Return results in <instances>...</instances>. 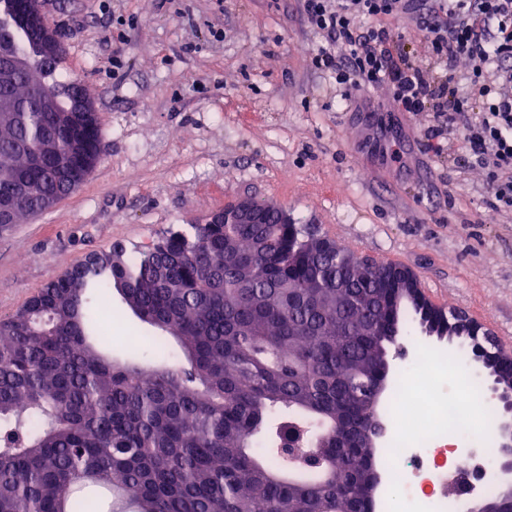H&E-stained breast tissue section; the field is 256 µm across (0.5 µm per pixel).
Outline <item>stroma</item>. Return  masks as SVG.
Masks as SVG:
<instances>
[{"label": "stroma", "mask_w": 512, "mask_h": 512, "mask_svg": "<svg viewBox=\"0 0 512 512\" xmlns=\"http://www.w3.org/2000/svg\"><path fill=\"white\" fill-rule=\"evenodd\" d=\"M45 20L102 117V157L69 197L0 231V320L88 254H137L253 197L412 268L427 298L446 295L512 355V212L485 210L486 176L457 161L458 132L448 151L425 149L432 113L390 111L383 88L340 107L299 0H50ZM419 350L445 356L437 374L456 395L466 346L415 330L388 358Z\"/></svg>", "instance_id": "35a3bbf8"}]
</instances>
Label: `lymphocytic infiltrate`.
Listing matches in <instances>:
<instances>
[{"label": "lymphocytic infiltrate", "mask_w": 512, "mask_h": 512, "mask_svg": "<svg viewBox=\"0 0 512 512\" xmlns=\"http://www.w3.org/2000/svg\"><path fill=\"white\" fill-rule=\"evenodd\" d=\"M301 14L322 37L314 68L333 74L344 98L383 86L397 111L433 113L427 148L442 152L446 132L458 130L464 165L487 176L486 209L512 211V0H301ZM402 16L422 32L435 78L393 32Z\"/></svg>", "instance_id": "f902f5d3"}]
</instances>
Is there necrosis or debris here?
I'll return each instance as SVG.
<instances>
[{
  "mask_svg": "<svg viewBox=\"0 0 512 512\" xmlns=\"http://www.w3.org/2000/svg\"><path fill=\"white\" fill-rule=\"evenodd\" d=\"M396 400L412 405L411 423H398L389 438V455L383 469L385 476L405 477L403 497L398 512H456V496L475 488L485 494L497 487L488 479L495 461L489 452L487 433L472 434L469 421V396L442 394L433 380L412 379L410 385L397 389ZM470 439L475 454L449 462L455 441ZM459 475L455 488H448L449 472Z\"/></svg>",
  "mask_w": 512,
  "mask_h": 512,
  "instance_id": "obj_1",
  "label": "necrosis or debris"
}]
</instances>
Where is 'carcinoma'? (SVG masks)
Segmentation results:
<instances>
[{"instance_id":"carcinoma-1","label":"carcinoma","mask_w":512,"mask_h":512,"mask_svg":"<svg viewBox=\"0 0 512 512\" xmlns=\"http://www.w3.org/2000/svg\"><path fill=\"white\" fill-rule=\"evenodd\" d=\"M37 34L0 22V50L30 56L0 77L19 99L0 118V196L25 183L21 224L76 190L100 159L101 117L71 131L40 94L70 107L75 84L32 56ZM42 151L32 168L25 154ZM298 224H188L135 258L100 253L78 276L49 281L0 321V512H92L78 488H112V512H367L385 449L356 443L372 389L398 336L422 321L378 272ZM113 291L152 351L117 362L86 336ZM305 433L321 464L279 452Z\"/></svg>"}]
</instances>
